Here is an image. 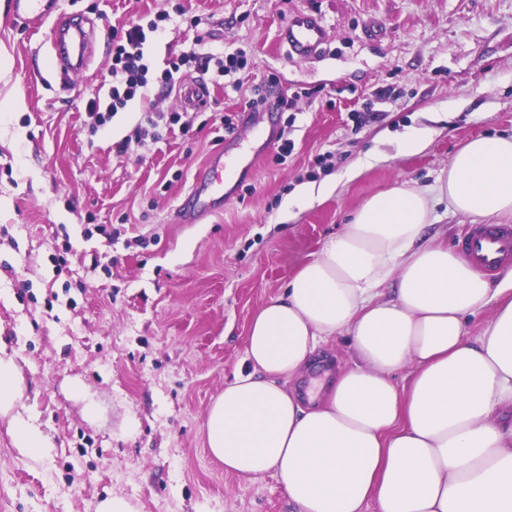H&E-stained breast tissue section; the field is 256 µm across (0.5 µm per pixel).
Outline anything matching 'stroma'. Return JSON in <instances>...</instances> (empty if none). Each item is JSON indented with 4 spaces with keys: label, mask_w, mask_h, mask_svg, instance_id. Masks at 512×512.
Listing matches in <instances>:
<instances>
[{
    "label": "stroma",
    "mask_w": 512,
    "mask_h": 512,
    "mask_svg": "<svg viewBox=\"0 0 512 512\" xmlns=\"http://www.w3.org/2000/svg\"><path fill=\"white\" fill-rule=\"evenodd\" d=\"M6 4L0 100L17 106L0 112V356L24 377L17 412L35 415L52 447L22 452L0 417V512H95L111 494L137 512H292L275 474L213 460L207 409L241 368L259 306L365 199L432 185L469 140L512 135V0H60L61 15L95 23L90 62L66 80L43 33ZM297 10L329 27L311 58L279 41ZM161 13L173 21L146 48V98L92 132L86 102L109 95L113 31ZM199 40L245 51L238 90L185 61ZM178 59L208 88L201 110L161 88ZM271 77L272 96L293 103L260 113L258 128L284 132L291 152L267 151L223 210L178 223L221 117L243 113ZM151 106L165 140L118 155ZM414 132L425 148L403 151Z\"/></svg>",
    "instance_id": "stroma-1"
}]
</instances>
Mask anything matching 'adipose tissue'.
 Instances as JSON below:
<instances>
[{
	"instance_id": "ef3b65f1",
	"label": "adipose tissue",
	"mask_w": 512,
	"mask_h": 512,
	"mask_svg": "<svg viewBox=\"0 0 512 512\" xmlns=\"http://www.w3.org/2000/svg\"><path fill=\"white\" fill-rule=\"evenodd\" d=\"M437 199L456 216L512 219V136L472 139L431 187L367 198L257 309L245 368L207 414L225 471L275 473L295 512H363L369 500L377 512H512V271L492 284L429 234ZM339 337L353 367L328 355ZM321 366L326 387L304 397Z\"/></svg>"
}]
</instances>
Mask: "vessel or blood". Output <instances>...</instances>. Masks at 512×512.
I'll return each mask as SVG.
<instances>
[{"instance_id":"obj_1","label":"vessel or blood","mask_w":512,"mask_h":512,"mask_svg":"<svg viewBox=\"0 0 512 512\" xmlns=\"http://www.w3.org/2000/svg\"><path fill=\"white\" fill-rule=\"evenodd\" d=\"M58 0H10L13 20L26 26L51 22L46 37L57 67L72 73L86 67L91 36L83 26L58 18L55 12ZM326 26L314 14L298 10L289 15L279 34L281 43L301 58L317 54L326 42ZM259 155L235 153L233 141H225L223 148L209 160L206 168L193 176L189 193L177 209L181 223L197 224L221 209L232 196V190L243 171L256 170ZM462 254L477 268L495 271L512 265V226L476 224L461 243Z\"/></svg>"}]
</instances>
